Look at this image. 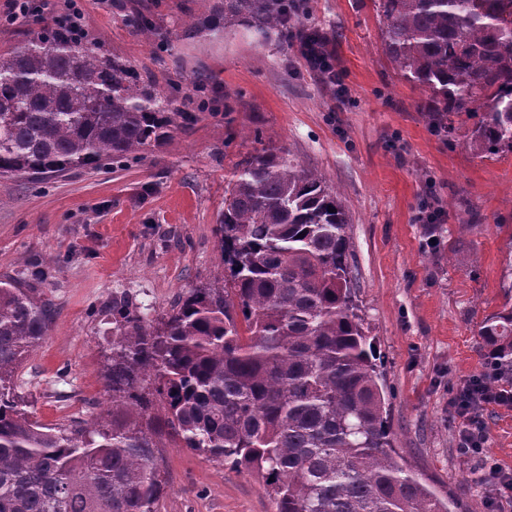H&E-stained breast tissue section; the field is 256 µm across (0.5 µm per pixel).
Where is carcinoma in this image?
<instances>
[{
	"mask_svg": "<svg viewBox=\"0 0 512 512\" xmlns=\"http://www.w3.org/2000/svg\"><path fill=\"white\" fill-rule=\"evenodd\" d=\"M382 51L430 93L433 121L483 158L512 151V0H375ZM288 0H224L223 27L288 36ZM489 111L477 115V104ZM477 118L471 126L455 120ZM170 100L136 69L48 28L0 54V175L121 162L170 138ZM333 211H328V208ZM339 193L284 148L255 150L224 188L229 282L185 292L149 323L112 302L111 408L50 427L15 374L49 334L39 288L0 279V512H154L158 449L262 473L274 512H451L398 459L388 394L355 303ZM512 384V305L477 331Z\"/></svg>",
	"mask_w": 512,
	"mask_h": 512,
	"instance_id": "carcinoma-1",
	"label": "carcinoma"
}]
</instances>
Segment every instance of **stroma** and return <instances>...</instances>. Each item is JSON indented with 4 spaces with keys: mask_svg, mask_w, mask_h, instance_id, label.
Masks as SVG:
<instances>
[{
    "mask_svg": "<svg viewBox=\"0 0 512 512\" xmlns=\"http://www.w3.org/2000/svg\"><path fill=\"white\" fill-rule=\"evenodd\" d=\"M82 8L88 42L136 64L197 118L124 167L0 177V279L37 283L56 309L17 372L34 419L54 426L107 409L113 298L157 321L189 288L228 276L216 236L225 183L257 145L283 147L349 212L356 303L384 361L396 452L461 512H490L484 472L458 450L448 400L482 372L478 327L507 300L512 153L476 157L434 126L427 94L382 51L374 0H301L295 17L303 32L327 37L336 85L308 66L296 38L241 26L213 33L224 0ZM137 16L152 33L132 25ZM425 203L440 210L438 225L419 222ZM484 426L488 463L512 471V409H489ZM163 458L155 512H273L254 471L187 448Z\"/></svg>",
    "mask_w": 512,
    "mask_h": 512,
    "instance_id": "obj_1",
    "label": "stroma"
}]
</instances>
